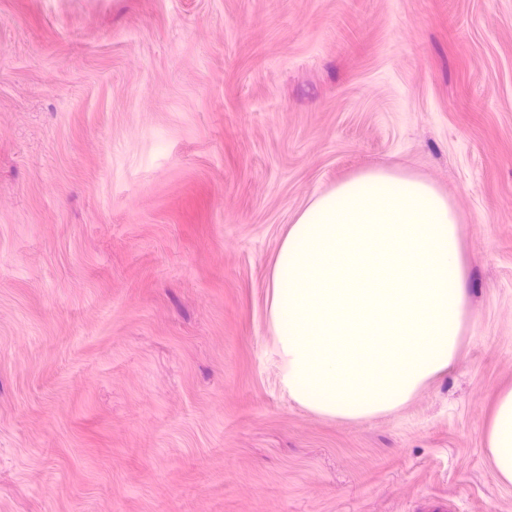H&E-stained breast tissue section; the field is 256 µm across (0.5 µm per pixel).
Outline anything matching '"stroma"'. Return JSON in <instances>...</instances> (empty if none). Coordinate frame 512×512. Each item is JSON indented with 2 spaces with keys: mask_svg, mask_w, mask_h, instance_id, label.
Instances as JSON below:
<instances>
[{
  "mask_svg": "<svg viewBox=\"0 0 512 512\" xmlns=\"http://www.w3.org/2000/svg\"><path fill=\"white\" fill-rule=\"evenodd\" d=\"M379 165L458 214L459 355L325 417L271 267ZM510 388L512 0H0V512H512ZM487 453L497 479L512 485V389L498 399L488 428Z\"/></svg>",
  "mask_w": 512,
  "mask_h": 512,
  "instance_id": "stroma-1",
  "label": "stroma"
}]
</instances>
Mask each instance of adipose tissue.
Here are the masks:
<instances>
[{"label":"adipose tissue","instance_id":"obj_1","mask_svg":"<svg viewBox=\"0 0 512 512\" xmlns=\"http://www.w3.org/2000/svg\"><path fill=\"white\" fill-rule=\"evenodd\" d=\"M457 224L436 186L389 167L310 199L270 276L281 384L294 401L342 419L386 414L454 363L467 304ZM487 453L512 485V389Z\"/></svg>","mask_w":512,"mask_h":512}]
</instances>
